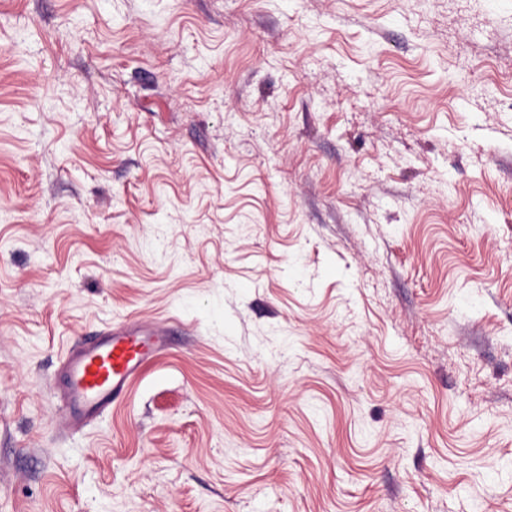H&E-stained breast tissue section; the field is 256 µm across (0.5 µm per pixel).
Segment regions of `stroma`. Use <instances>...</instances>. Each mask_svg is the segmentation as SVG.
<instances>
[{"label":"stroma","mask_w":512,"mask_h":512,"mask_svg":"<svg viewBox=\"0 0 512 512\" xmlns=\"http://www.w3.org/2000/svg\"><path fill=\"white\" fill-rule=\"evenodd\" d=\"M0 512H512V0H0ZM170 332L164 322H128L76 339L61 359L56 380L65 408L59 428L80 431L111 410L148 362L167 348Z\"/></svg>","instance_id":"obj_1"}]
</instances>
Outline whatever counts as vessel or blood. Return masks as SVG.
Segmentation results:
<instances>
[{"instance_id": "b4317fda", "label": "vessel or blood", "mask_w": 512, "mask_h": 512, "mask_svg": "<svg viewBox=\"0 0 512 512\" xmlns=\"http://www.w3.org/2000/svg\"><path fill=\"white\" fill-rule=\"evenodd\" d=\"M170 332L164 322H128L75 340L56 380L65 408L60 429L80 431L119 403L148 362L167 348Z\"/></svg>"}]
</instances>
